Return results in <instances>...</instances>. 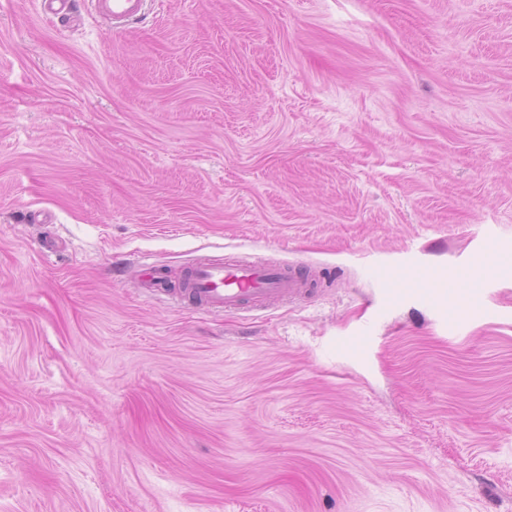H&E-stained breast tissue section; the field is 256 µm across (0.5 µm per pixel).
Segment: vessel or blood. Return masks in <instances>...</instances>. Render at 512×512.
<instances>
[{
	"label": "vessel or blood",
	"mask_w": 512,
	"mask_h": 512,
	"mask_svg": "<svg viewBox=\"0 0 512 512\" xmlns=\"http://www.w3.org/2000/svg\"><path fill=\"white\" fill-rule=\"evenodd\" d=\"M96 12L122 30L142 18L146 0H90ZM318 281L304 268L239 257L197 261L173 290L175 298L218 313L257 311L269 303L313 295Z\"/></svg>",
	"instance_id": "1"
}]
</instances>
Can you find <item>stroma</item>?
<instances>
[{
    "instance_id": "stroma-1",
    "label": "stroma",
    "mask_w": 512,
    "mask_h": 512,
    "mask_svg": "<svg viewBox=\"0 0 512 512\" xmlns=\"http://www.w3.org/2000/svg\"><path fill=\"white\" fill-rule=\"evenodd\" d=\"M74 2L0 0V512H512V0ZM219 255L321 287L143 280ZM95 11L112 22V28L123 30L142 18L146 0H90ZM318 281L304 267L289 268L239 257L197 261L172 289L179 300L218 313L258 311L271 302L313 296Z\"/></svg>"
}]
</instances>
